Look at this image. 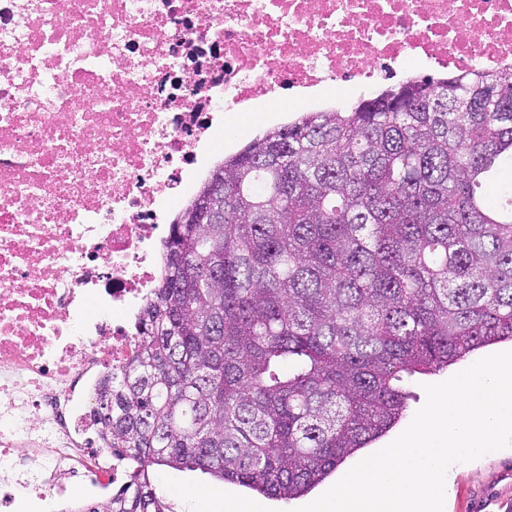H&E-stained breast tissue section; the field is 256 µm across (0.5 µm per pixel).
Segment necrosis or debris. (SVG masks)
Here are the masks:
<instances>
[{
	"instance_id": "obj_1",
	"label": "necrosis or debris",
	"mask_w": 512,
	"mask_h": 512,
	"mask_svg": "<svg viewBox=\"0 0 512 512\" xmlns=\"http://www.w3.org/2000/svg\"><path fill=\"white\" fill-rule=\"evenodd\" d=\"M512 66V0H0V506L125 486L91 402L223 145L405 71Z\"/></svg>"
}]
</instances>
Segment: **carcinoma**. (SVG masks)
Masks as SVG:
<instances>
[{"instance_id":"carcinoma-1","label":"carcinoma","mask_w":512,"mask_h":512,"mask_svg":"<svg viewBox=\"0 0 512 512\" xmlns=\"http://www.w3.org/2000/svg\"><path fill=\"white\" fill-rule=\"evenodd\" d=\"M512 67L304 112L224 157L171 224L97 406L136 464L102 512H174L152 468L290 500L388 432L402 374L512 341ZM224 179V223L191 222Z\"/></svg>"}]
</instances>
